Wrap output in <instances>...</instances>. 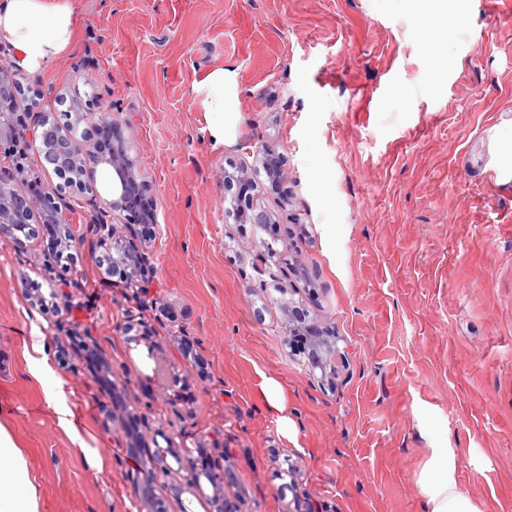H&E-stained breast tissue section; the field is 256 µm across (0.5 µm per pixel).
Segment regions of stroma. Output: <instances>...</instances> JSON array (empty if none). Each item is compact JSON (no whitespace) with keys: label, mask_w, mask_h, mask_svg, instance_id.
<instances>
[{"label":"stroma","mask_w":512,"mask_h":512,"mask_svg":"<svg viewBox=\"0 0 512 512\" xmlns=\"http://www.w3.org/2000/svg\"><path fill=\"white\" fill-rule=\"evenodd\" d=\"M74 47L42 74L50 118L93 96L117 114L150 182L147 240L161 301L137 313L105 278L91 243L69 272L45 236L0 239V426L22 448L41 512H143L132 481L167 512H214L149 481L145 453L106 413L152 401L187 446L228 450L229 500L242 512H424L418 471L449 441L480 512H512V179L496 145L512 131V0H75ZM453 37L443 38L445 25ZM223 69L235 122L212 140L206 90ZM278 154L286 179H256L278 232L224 220V172ZM284 262L262 269L260 240ZM74 288L60 315L26 296ZM334 331L336 355L311 370L288 347L286 306ZM98 340L57 360L56 321ZM147 334L155 349L127 343ZM41 337L47 380L77 425L60 424L32 375ZM187 337L203 368L185 367ZM280 380L294 439L261 394ZM184 387L173 408L166 391ZM433 417L422 421L421 409Z\"/></svg>","instance_id":"35a3bbf8"}]
</instances>
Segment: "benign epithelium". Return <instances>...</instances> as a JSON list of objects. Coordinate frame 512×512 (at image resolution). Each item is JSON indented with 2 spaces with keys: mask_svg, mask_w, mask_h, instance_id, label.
I'll use <instances>...</instances> for the list:
<instances>
[{
  "mask_svg": "<svg viewBox=\"0 0 512 512\" xmlns=\"http://www.w3.org/2000/svg\"><path fill=\"white\" fill-rule=\"evenodd\" d=\"M24 89L16 83L15 71L10 64L0 63V155L8 159V165L0 166V238L18 239L31 211L37 209L42 223L53 224L58 229V251L80 249L81 233L73 226L71 208L61 195L47 193L38 199L25 195L21 183L27 171L22 160L27 150L43 145L46 119L41 117L28 123L25 114L9 111L2 107L7 99L17 100ZM75 124L85 125L100 132H112V148L101 152L96 144L67 136V146L73 167L56 170L65 187L80 192L83 190V176L100 165L112 169L118 186L110 200H100L101 219L92 224L96 237V248L112 258V273L122 275L131 295H139L145 288L149 257L145 242L136 234L139 224L156 223V213H142L137 207L138 199L151 191L149 181L139 172L136 160L130 154V139L121 122L110 112L93 111V100L75 99L70 106ZM255 165L264 170L268 180L279 183L285 179V172L274 156L256 146L250 150ZM254 169L247 166L224 172V217L233 219L236 224H256L267 226L273 223L269 210L254 201ZM313 334L312 369H323V362L335 354V341L326 336L316 322H311ZM155 436L162 442H154L147 449L154 480L167 479L182 471L186 477L171 485L173 493L180 497L188 493L196 498L205 496V489L212 491V498H224V487L231 476L224 448L212 444L211 465L202 469L193 466L196 449L176 442V437L157 427Z\"/></svg>",
  "mask_w": 512,
  "mask_h": 512,
  "instance_id": "7a95c632",
  "label": "benign epithelium"
}]
</instances>
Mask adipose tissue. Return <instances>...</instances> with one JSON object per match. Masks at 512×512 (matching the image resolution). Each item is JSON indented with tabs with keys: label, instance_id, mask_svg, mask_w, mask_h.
Here are the masks:
<instances>
[{
	"label": "adipose tissue",
	"instance_id": "ef3b65f1",
	"mask_svg": "<svg viewBox=\"0 0 512 512\" xmlns=\"http://www.w3.org/2000/svg\"><path fill=\"white\" fill-rule=\"evenodd\" d=\"M73 0H0V47L12 63L40 73L74 46ZM207 90L212 119L209 136L223 141L234 115L224 109V72L217 69L201 81ZM426 512H479L468 505L459 485L455 450L449 443L431 448L417 477ZM0 512H40V502L25 456L13 437L0 427Z\"/></svg>",
	"mask_w": 512,
	"mask_h": 512
}]
</instances>
